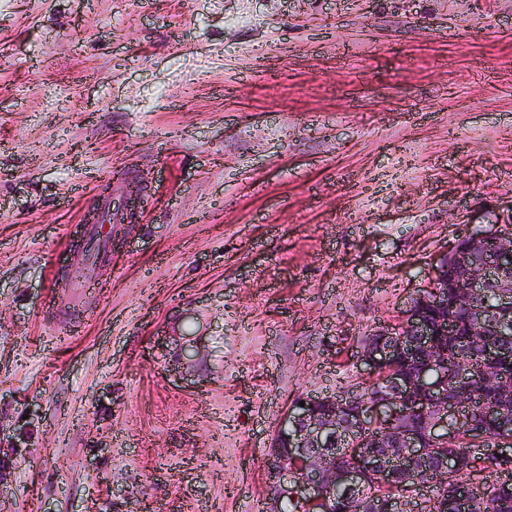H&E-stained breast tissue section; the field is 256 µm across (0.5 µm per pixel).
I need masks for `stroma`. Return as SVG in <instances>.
Wrapping results in <instances>:
<instances>
[{"label":"stroma","instance_id":"stroma-1","mask_svg":"<svg viewBox=\"0 0 512 512\" xmlns=\"http://www.w3.org/2000/svg\"><path fill=\"white\" fill-rule=\"evenodd\" d=\"M511 217L512 0H0V512H262Z\"/></svg>","mask_w":512,"mask_h":512}]
</instances>
